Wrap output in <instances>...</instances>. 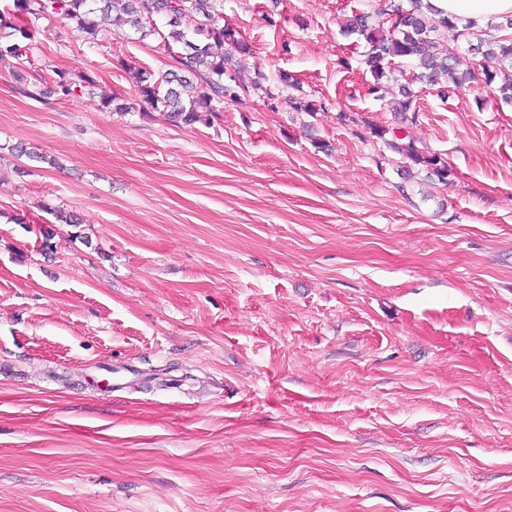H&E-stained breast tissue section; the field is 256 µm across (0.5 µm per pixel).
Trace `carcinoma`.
<instances>
[{
    "label": "carcinoma",
    "mask_w": 512,
    "mask_h": 512,
    "mask_svg": "<svg viewBox=\"0 0 512 512\" xmlns=\"http://www.w3.org/2000/svg\"><path fill=\"white\" fill-rule=\"evenodd\" d=\"M212 0H13L12 8L0 13V29L9 28L30 38L20 26L23 19L61 15L70 20L88 43L98 40L99 22L96 15L112 16L125 21L142 35H156L160 47L176 64L171 76L155 75L132 62L119 61L130 75L138 98L174 122L191 125L204 116H216L225 98L235 99L241 91L258 89L260 84L248 75L245 68L230 72L226 64L231 52L242 55L250 52L239 32L224 24L223 11L210 5ZM196 17L190 30L181 28L186 17ZM168 20L169 29L157 27L160 18ZM512 29V18L493 27L495 33H478L467 25L448 18L423 0H386L372 13H360L346 23V32L361 37L367 47L362 64L372 77L368 94L380 99L392 91L390 83L396 68L408 61L412 69L405 72L406 84L398 85L402 100L397 102L401 121L415 120L413 83L430 85L444 83L448 91L461 89L471 83L494 88L502 100L512 102V38L499 31ZM469 44L475 53H485L501 61L497 71L480 70L475 63L457 52L448 51L445 33ZM55 92L68 97L81 83L95 84L92 77L81 76L77 83L66 71L55 72ZM291 108L307 115L322 110V102L308 95L288 99ZM372 137L382 147L405 159L408 168L423 170L443 185L448 184L452 170L442 155L417 145L400 127L368 124Z\"/></svg>",
    "instance_id": "1"
}]
</instances>
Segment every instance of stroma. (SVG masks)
Returning <instances> with one entry per match:
<instances>
[{
  "mask_svg": "<svg viewBox=\"0 0 512 512\" xmlns=\"http://www.w3.org/2000/svg\"><path fill=\"white\" fill-rule=\"evenodd\" d=\"M378 4L222 0L262 89L193 125L119 65L170 72L156 36L28 21L33 94L0 59V512H512V105L413 84L454 177L405 181L341 33Z\"/></svg>",
  "mask_w": 512,
  "mask_h": 512,
  "instance_id": "1",
  "label": "stroma"
}]
</instances>
